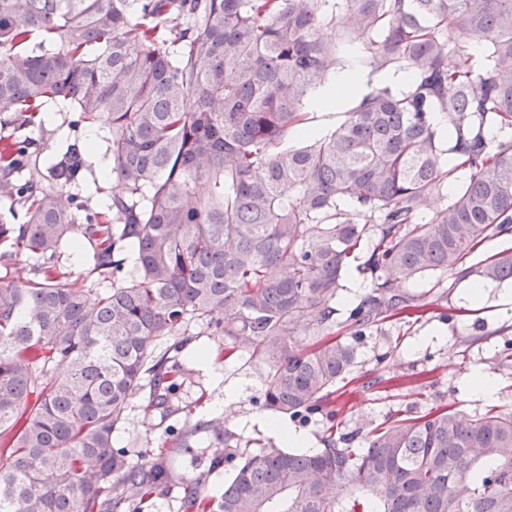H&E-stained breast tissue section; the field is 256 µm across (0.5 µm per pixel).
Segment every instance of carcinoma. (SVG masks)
I'll list each match as a JSON object with an SVG mask.
<instances>
[{
	"mask_svg": "<svg viewBox=\"0 0 512 512\" xmlns=\"http://www.w3.org/2000/svg\"><path fill=\"white\" fill-rule=\"evenodd\" d=\"M327 25L371 72L410 81L302 135L338 62ZM60 103L108 128L112 204L71 205L80 151L48 181L0 139V198L25 209L0 244L42 261L39 278L0 284V512H141L176 485L186 512H512L511 410L442 406L360 448L344 436L218 456L208 473L233 472L217 497L113 445L132 395L173 413L154 344L192 320L267 366L264 408L305 422L354 348L294 336L330 328L352 263L372 285L349 313L359 328L421 308L404 287L425 273L512 280V247L466 265L512 234V0H0V113L24 127ZM459 169L461 188L419 223ZM79 218L104 290L59 282ZM227 422L199 428L230 448Z\"/></svg>",
	"mask_w": 512,
	"mask_h": 512,
	"instance_id": "carcinoma-1",
	"label": "carcinoma"
}]
</instances>
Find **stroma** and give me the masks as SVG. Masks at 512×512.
<instances>
[{"instance_id": "1", "label": "stroma", "mask_w": 512, "mask_h": 512, "mask_svg": "<svg viewBox=\"0 0 512 512\" xmlns=\"http://www.w3.org/2000/svg\"><path fill=\"white\" fill-rule=\"evenodd\" d=\"M0 136L32 141L41 159L70 145L84 151L87 167L79 180L67 185V195L95 212L110 201L112 185L102 176L108 162L107 131L100 125L87 123L79 113L60 105L40 126L2 125ZM90 251L86 244L62 249L55 259L62 283L97 287L88 263ZM470 283V278L440 272L418 277L408 290L420 302L421 315H398L360 331L348 315L366 296L370 281L353 270L344 275L331 331L355 346V363L349 376L337 383L326 410L303 425L311 448H320L331 434L361 437L388 418L417 416L444 405L471 418L494 405L512 409V307L498 303L500 290H512V281L490 285L477 305L468 298ZM182 335L187 344L177 357L179 368L170 394L175 414H145L140 396H132L114 445L135 463L168 457L182 477L205 478L207 493L214 495L223 488L224 478L206 475L205 470L217 449L201 433L195 448L180 453L171 442L181 429L205 422L214 413H229L228 427L239 436L236 451L241 454L256 449L258 443L276 441V434L267 427L269 421L276 419L287 426L291 420L263 406L264 365L245 352L225 354L223 340L210 335L205 320L191 321ZM476 369L495 379L494 401L464 390V379ZM231 390L237 396L225 402L224 394Z\"/></svg>"}]
</instances>
